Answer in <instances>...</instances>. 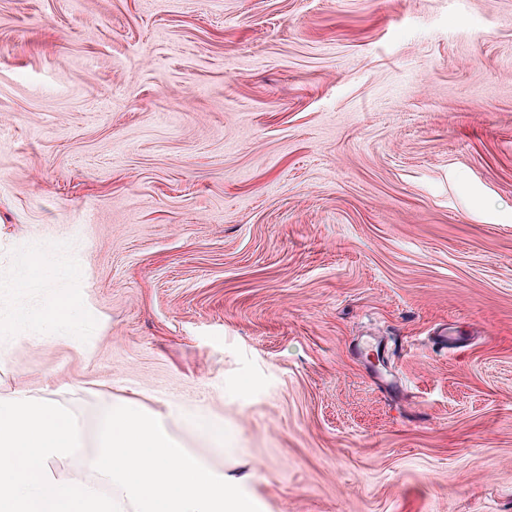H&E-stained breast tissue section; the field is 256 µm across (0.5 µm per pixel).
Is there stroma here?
<instances>
[{"mask_svg":"<svg viewBox=\"0 0 512 512\" xmlns=\"http://www.w3.org/2000/svg\"><path fill=\"white\" fill-rule=\"evenodd\" d=\"M19 391L63 480L133 400L260 512H512V0H0Z\"/></svg>","mask_w":512,"mask_h":512,"instance_id":"obj_1","label":"stroma"}]
</instances>
